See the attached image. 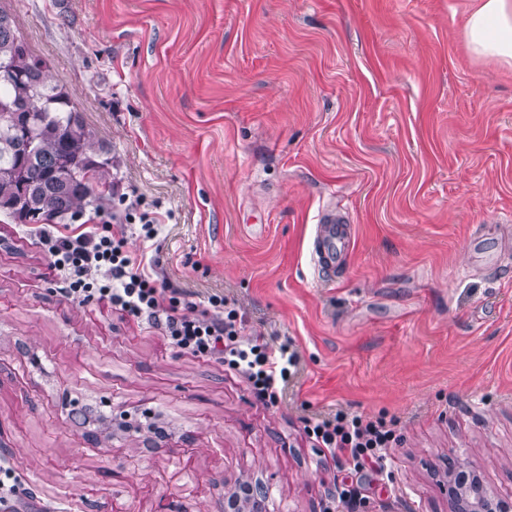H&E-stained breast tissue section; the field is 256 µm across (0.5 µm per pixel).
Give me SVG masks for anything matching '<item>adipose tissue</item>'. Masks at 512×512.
<instances>
[{"instance_id":"ef3b65f1","label":"adipose tissue","mask_w":512,"mask_h":512,"mask_svg":"<svg viewBox=\"0 0 512 512\" xmlns=\"http://www.w3.org/2000/svg\"><path fill=\"white\" fill-rule=\"evenodd\" d=\"M462 34L478 59L512 66V0H478Z\"/></svg>"}]
</instances>
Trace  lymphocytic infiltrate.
<instances>
[{
	"instance_id": "f902f5d3",
	"label": "lymphocytic infiltrate",
	"mask_w": 512,
	"mask_h": 512,
	"mask_svg": "<svg viewBox=\"0 0 512 512\" xmlns=\"http://www.w3.org/2000/svg\"><path fill=\"white\" fill-rule=\"evenodd\" d=\"M109 221L98 211L79 230L68 224L40 228L50 267L65 281L69 296L82 303H107L160 330L181 352L224 362L246 378L265 404H277L297 371V351L288 344L272 346L260 335L244 339L246 319L228 298L211 296L200 309L189 304L181 290L159 278L157 260L129 251L126 237L108 230ZM307 432L324 455L339 463L340 499L347 512H357L366 499L364 475L383 472L385 450L396 440L393 421L340 409L309 421Z\"/></svg>"
}]
</instances>
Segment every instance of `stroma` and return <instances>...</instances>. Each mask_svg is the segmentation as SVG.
Segmentation results:
<instances>
[{"label": "stroma", "instance_id": "1", "mask_svg": "<svg viewBox=\"0 0 512 512\" xmlns=\"http://www.w3.org/2000/svg\"><path fill=\"white\" fill-rule=\"evenodd\" d=\"M473 0H0L75 92L120 192L158 204V272L233 300L300 362L264 406L218 361L66 298L0 214V459L50 512H337L306 420H399L364 512H449L448 460L512 494V67ZM342 271L310 261L320 213ZM462 34L478 59L512 67L511 0H478L466 16ZM317 224L311 262L318 274L325 271L335 274L342 269V263L353 248V238L347 232L346 224H336L334 215H322ZM235 488L249 491L246 497L224 496V511L229 512H270L267 507L269 488L250 473L242 472L234 480Z\"/></svg>", "mask_w": 512, "mask_h": 512}]
</instances>
